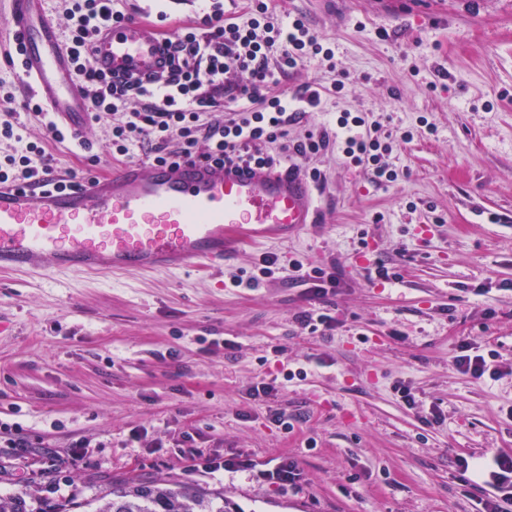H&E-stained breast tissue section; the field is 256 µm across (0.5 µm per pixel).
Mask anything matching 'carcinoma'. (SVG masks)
I'll return each mask as SVG.
<instances>
[{
	"label": "carcinoma",
	"mask_w": 512,
	"mask_h": 512,
	"mask_svg": "<svg viewBox=\"0 0 512 512\" xmlns=\"http://www.w3.org/2000/svg\"><path fill=\"white\" fill-rule=\"evenodd\" d=\"M89 512H228L224 493L180 481L127 477L84 503ZM0 512H35L25 493H0Z\"/></svg>",
	"instance_id": "obj_1"
}]
</instances>
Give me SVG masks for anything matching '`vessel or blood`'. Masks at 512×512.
Segmentation results:
<instances>
[{
	"label": "vessel or blood",
	"instance_id": "1",
	"mask_svg": "<svg viewBox=\"0 0 512 512\" xmlns=\"http://www.w3.org/2000/svg\"><path fill=\"white\" fill-rule=\"evenodd\" d=\"M48 2L10 0L0 46L18 49L29 97L80 137L93 103L72 76L71 48ZM88 55L96 72L130 85L161 79L175 65L155 30L134 16L103 26ZM317 221L315 187L289 166L128 163L67 188L2 182L0 270L52 276L208 268L247 245L288 242Z\"/></svg>",
	"mask_w": 512,
	"mask_h": 512
}]
</instances>
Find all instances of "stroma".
I'll list each match as a JSON object with an SVG mask.
<instances>
[{
    "mask_svg": "<svg viewBox=\"0 0 512 512\" xmlns=\"http://www.w3.org/2000/svg\"><path fill=\"white\" fill-rule=\"evenodd\" d=\"M267 5L274 19L303 17L335 53L272 86L322 94L268 147L320 174L319 223L201 271L0 272V492L27 488L57 508L144 475L223 490L230 512H481L493 496L459 462L512 456V0ZM15 71L0 62L13 94L0 98V123L42 143L65 178L118 166L122 113L92 123V152L56 142L47 117L24 109ZM341 112L378 125L396 181H375L333 146L290 153L308 133L335 131ZM266 256L279 273L233 286ZM295 260L335 274L334 292L311 297L286 271ZM377 260L388 281L370 278ZM307 312L329 314L332 328H303ZM463 343L495 353L500 377L457 370ZM272 378L276 397L250 396ZM273 409L292 429L270 421ZM231 454L250 468H200ZM288 459L296 485L263 480Z\"/></svg>",
    "mask_w": 512,
    "mask_h": 512,
    "instance_id": "35a3bbf8",
    "label": "stroma"
}]
</instances>
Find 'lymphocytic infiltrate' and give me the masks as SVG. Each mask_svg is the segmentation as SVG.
I'll return each instance as SVG.
<instances>
[{"label": "lymphocytic infiltrate", "mask_w": 512, "mask_h": 512, "mask_svg": "<svg viewBox=\"0 0 512 512\" xmlns=\"http://www.w3.org/2000/svg\"><path fill=\"white\" fill-rule=\"evenodd\" d=\"M124 18L114 0H69L66 10L76 73L91 93L95 114H124L122 123L112 128L113 154L126 157L144 146L159 164L198 157L259 168L279 165V158L264 146L283 137L297 115L290 112L287 99L270 92L275 75L296 68L310 55L334 57L303 18L275 22L266 0H252L245 21L228 23L223 0H210L199 26L181 28L171 41L176 61L171 73L139 88L115 84L88 64L87 49L99 28ZM229 74L236 78L232 90L243 105L232 118L208 117L214 101L205 89L223 84ZM134 98L142 101V108L126 111ZM337 126L343 132L339 147L350 163L370 166L377 181L396 180V169L382 163L383 146L367 131L363 115L341 113ZM49 171L44 147L31 143L0 161V182L31 183ZM472 473L491 480L496 491L484 512H512V457L491 456L475 464Z\"/></svg>", "instance_id": "lymphocytic-infiltrate-1"}]
</instances>
